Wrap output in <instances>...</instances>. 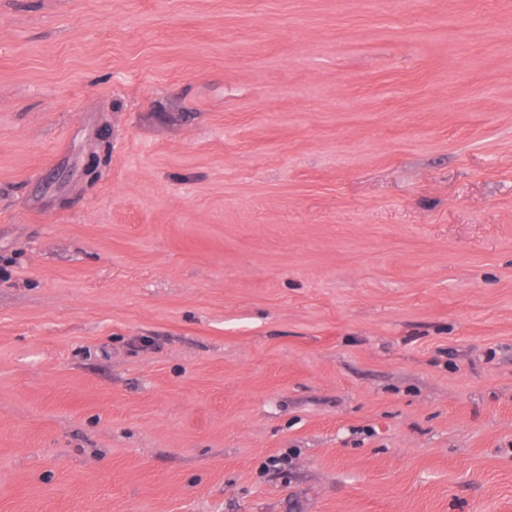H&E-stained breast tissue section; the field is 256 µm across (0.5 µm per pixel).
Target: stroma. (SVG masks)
Segmentation results:
<instances>
[{
    "label": "stroma",
    "instance_id": "1",
    "mask_svg": "<svg viewBox=\"0 0 512 512\" xmlns=\"http://www.w3.org/2000/svg\"><path fill=\"white\" fill-rule=\"evenodd\" d=\"M0 512H512V0H0Z\"/></svg>",
    "mask_w": 512,
    "mask_h": 512
}]
</instances>
